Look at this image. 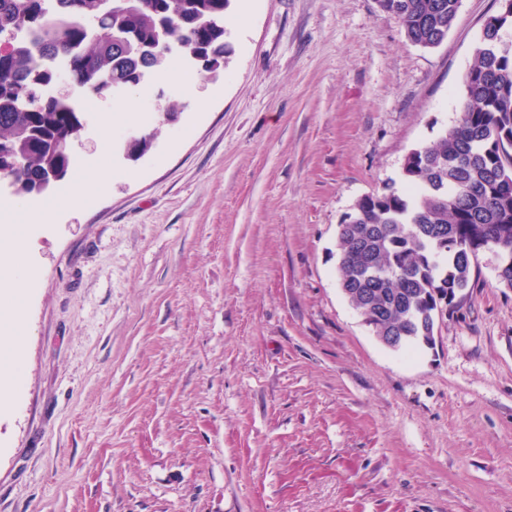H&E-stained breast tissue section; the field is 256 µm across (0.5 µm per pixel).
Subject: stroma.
I'll list each match as a JSON object with an SVG mask.
<instances>
[{"mask_svg": "<svg viewBox=\"0 0 512 512\" xmlns=\"http://www.w3.org/2000/svg\"><path fill=\"white\" fill-rule=\"evenodd\" d=\"M498 7L461 0L423 49L376 0H232L224 69L171 61L196 93L150 73L117 111L82 109L47 195L81 189L83 206L0 221V291L37 281L20 378L0 376V512H512V289L494 253L410 355L378 342L336 271L343 218L459 119Z\"/></svg>", "mask_w": 512, "mask_h": 512, "instance_id": "stroma-1", "label": "stroma"}]
</instances>
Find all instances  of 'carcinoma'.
I'll use <instances>...</instances> for the list:
<instances>
[{"label": "carcinoma", "instance_id": "carcinoma-1", "mask_svg": "<svg viewBox=\"0 0 512 512\" xmlns=\"http://www.w3.org/2000/svg\"><path fill=\"white\" fill-rule=\"evenodd\" d=\"M231 0H0V161L22 155L20 173L0 165L15 194L46 192L71 164L81 128L70 94L46 95L49 64L65 61L70 87L106 97L166 68L173 52L216 72L231 52L224 16ZM414 46L433 49L453 27L461 0H376ZM512 18L482 24L464 78L456 124L407 156L402 182L361 198L339 224V286L385 347L427 345L441 301L459 309L483 249L512 254V52L501 43ZM24 31L29 44L15 38Z\"/></svg>", "mask_w": 512, "mask_h": 512}]
</instances>
